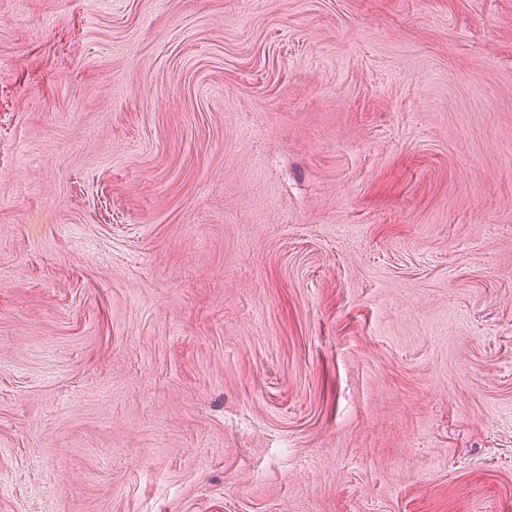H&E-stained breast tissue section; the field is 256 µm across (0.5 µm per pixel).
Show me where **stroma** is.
Segmentation results:
<instances>
[{
    "label": "stroma",
    "instance_id": "stroma-1",
    "mask_svg": "<svg viewBox=\"0 0 512 512\" xmlns=\"http://www.w3.org/2000/svg\"><path fill=\"white\" fill-rule=\"evenodd\" d=\"M0 512H512V0H0Z\"/></svg>",
    "mask_w": 512,
    "mask_h": 512
}]
</instances>
